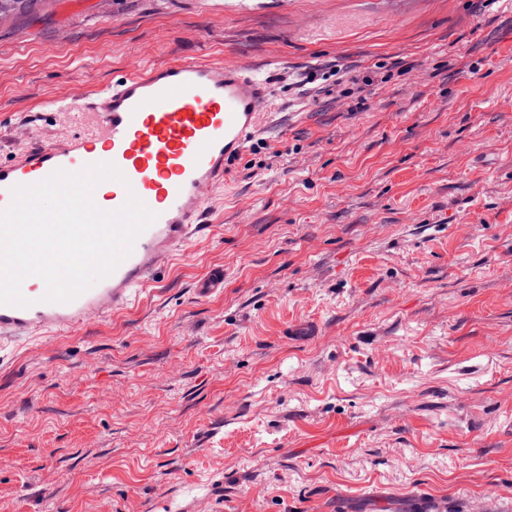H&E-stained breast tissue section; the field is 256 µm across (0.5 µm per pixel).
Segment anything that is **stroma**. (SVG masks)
I'll use <instances>...</instances> for the list:
<instances>
[{
  "mask_svg": "<svg viewBox=\"0 0 512 512\" xmlns=\"http://www.w3.org/2000/svg\"><path fill=\"white\" fill-rule=\"evenodd\" d=\"M185 58L266 75L262 134L158 289L10 345L0 512H512V10L18 0L0 162Z\"/></svg>",
  "mask_w": 512,
  "mask_h": 512,
  "instance_id": "obj_1",
  "label": "stroma"
}]
</instances>
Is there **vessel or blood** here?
Instances as JSON below:
<instances>
[{"label": "vessel or blood", "mask_w": 512, "mask_h": 512, "mask_svg": "<svg viewBox=\"0 0 512 512\" xmlns=\"http://www.w3.org/2000/svg\"><path fill=\"white\" fill-rule=\"evenodd\" d=\"M269 99L267 79L248 65L182 59L128 71L92 95L61 100V108L93 112L94 130L29 146L0 162V209L9 205L14 186L37 183L59 169L111 162L127 181L110 182L98 206L116 209L132 192L158 218L110 276L71 302L44 301V282L26 279L22 292L30 306L0 304V344L62 335L107 311L122 314L141 292L158 285L160 261L204 231V192L226 184Z\"/></svg>", "instance_id": "obj_1"}]
</instances>
